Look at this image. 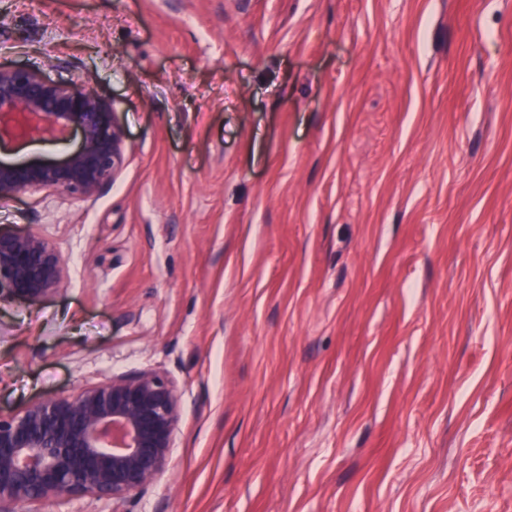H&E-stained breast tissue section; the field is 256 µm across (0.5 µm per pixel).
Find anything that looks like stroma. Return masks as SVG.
I'll return each instance as SVG.
<instances>
[{
    "instance_id": "obj_1",
    "label": "stroma",
    "mask_w": 512,
    "mask_h": 512,
    "mask_svg": "<svg viewBox=\"0 0 512 512\" xmlns=\"http://www.w3.org/2000/svg\"><path fill=\"white\" fill-rule=\"evenodd\" d=\"M0 67L126 135L97 196L0 201L67 274L0 299V413L181 405L154 484L55 512H512V0H0Z\"/></svg>"
}]
</instances>
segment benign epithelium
Listing matches in <instances>:
<instances>
[{
	"label": "benign epithelium",
	"mask_w": 512,
	"mask_h": 512,
	"mask_svg": "<svg viewBox=\"0 0 512 512\" xmlns=\"http://www.w3.org/2000/svg\"><path fill=\"white\" fill-rule=\"evenodd\" d=\"M73 132L81 146L62 160L0 161V200L37 189L90 198L125 162L124 130L94 92L1 68L0 138ZM63 287L64 261L47 237L0 231V297L36 301ZM180 413L173 382L141 371L0 414V512H50L74 496L131 499L164 472Z\"/></svg>",
	"instance_id": "benign-epithelium-1"
}]
</instances>
